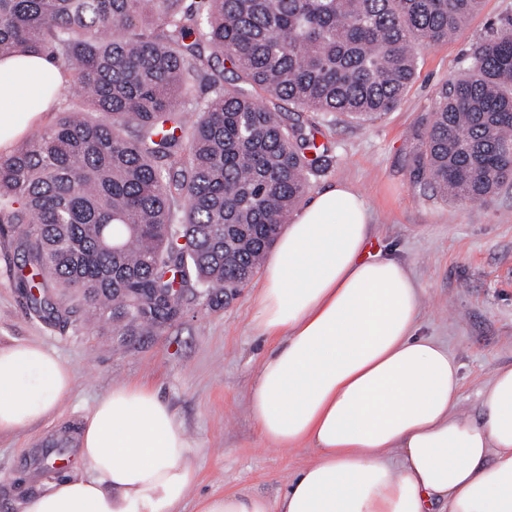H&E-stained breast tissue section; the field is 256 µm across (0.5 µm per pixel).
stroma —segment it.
<instances>
[{
    "mask_svg": "<svg viewBox=\"0 0 512 512\" xmlns=\"http://www.w3.org/2000/svg\"><path fill=\"white\" fill-rule=\"evenodd\" d=\"M512 22V0H483L455 38L416 46L414 83L394 111L365 124L319 117L318 142L328 168L311 192L351 182L372 213L371 251L403 262L422 290L419 332L447 346L463 378L461 408L479 417L478 390L512 365V185L474 204L444 200L417 179L409 131L429 117L441 86L464 72L473 43L490 26ZM12 234H0V347L38 342L75 372L71 394L47 418L0 435V512H20L48 478L31 463L53 436L83 429L99 397L121 384L158 392L183 422L199 481L180 512H197L202 497L247 491L274 500L308 463V449L267 446L250 411L258 366L274 343L255 328L263 280L225 295L218 304L195 296L180 318L137 336H98L79 310L67 324L28 314L15 286L21 264Z\"/></svg>",
    "mask_w": 512,
    "mask_h": 512,
    "instance_id": "35a3bbf8",
    "label": "stroma"
}]
</instances>
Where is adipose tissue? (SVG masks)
<instances>
[{
    "mask_svg": "<svg viewBox=\"0 0 512 512\" xmlns=\"http://www.w3.org/2000/svg\"><path fill=\"white\" fill-rule=\"evenodd\" d=\"M62 73L45 53L0 61V150L41 122ZM370 211L339 182L279 236L258 325L276 347L250 397L261 438L314 457L276 500L228 493L198 512H512V366L459 411L460 367L418 335L421 289L391 257L365 255ZM74 372L36 342L0 347V435L48 417ZM186 429L158 393L112 388L86 418L78 470L21 512H179L198 479Z\"/></svg>",
    "mask_w": 512,
    "mask_h": 512,
    "instance_id": "obj_1",
    "label": "adipose tissue"
}]
</instances>
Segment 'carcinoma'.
Here are the masks:
<instances>
[{
  "label": "carcinoma",
  "mask_w": 512,
  "mask_h": 512,
  "mask_svg": "<svg viewBox=\"0 0 512 512\" xmlns=\"http://www.w3.org/2000/svg\"><path fill=\"white\" fill-rule=\"evenodd\" d=\"M482 0H0V57L47 53L90 112L0 155V224L29 314L73 302L115 336L249 283L329 165L306 112L371 121L401 104L414 45ZM198 84L194 112L180 98ZM288 103L282 111L281 103ZM418 176L479 202L512 181V31L475 42L410 134Z\"/></svg>",
  "instance_id": "carcinoma-1"
}]
</instances>
